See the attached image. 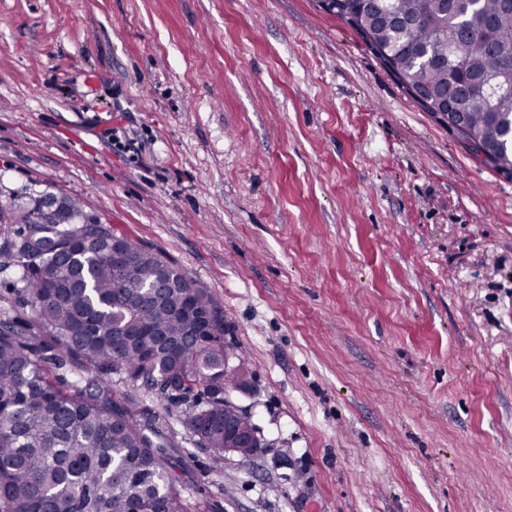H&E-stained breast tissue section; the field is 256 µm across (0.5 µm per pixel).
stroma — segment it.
<instances>
[{"label":"stroma","mask_w":512,"mask_h":512,"mask_svg":"<svg viewBox=\"0 0 512 512\" xmlns=\"http://www.w3.org/2000/svg\"><path fill=\"white\" fill-rule=\"evenodd\" d=\"M46 193L224 312L265 447L170 417L201 512H512V178L319 0H0V200Z\"/></svg>","instance_id":"35a3bbf8"}]
</instances>
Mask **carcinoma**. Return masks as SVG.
<instances>
[{
    "instance_id": "carcinoma-1",
    "label": "carcinoma",
    "mask_w": 512,
    "mask_h": 512,
    "mask_svg": "<svg viewBox=\"0 0 512 512\" xmlns=\"http://www.w3.org/2000/svg\"><path fill=\"white\" fill-rule=\"evenodd\" d=\"M412 98L448 91L466 113L470 139L490 167L512 175V152L495 143L512 121V11L481 0L465 17L437 0H329ZM483 77L500 90L471 92ZM38 200H0V215L28 225L20 244L4 240L0 270H19L18 301L0 316V512H192L166 419L148 418L140 400L112 388V376L142 384L166 408H179L194 444L224 459V392L238 375L224 364V313L207 289L171 288L147 309L138 298L159 279L186 277L162 253L125 239L133 275L113 269L112 226L83 218L31 224ZM92 248H69L75 239ZM56 240L57 250L43 246ZM216 313L206 335H184L185 298Z\"/></svg>"
}]
</instances>
